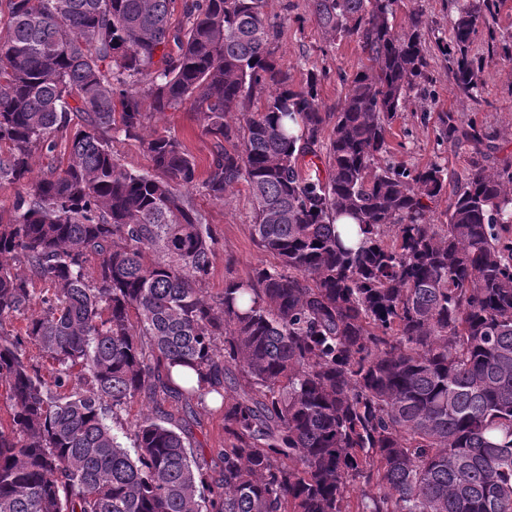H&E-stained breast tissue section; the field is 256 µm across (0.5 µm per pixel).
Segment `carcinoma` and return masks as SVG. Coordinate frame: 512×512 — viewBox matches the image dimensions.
Here are the masks:
<instances>
[{"instance_id": "1", "label": "carcinoma", "mask_w": 512, "mask_h": 512, "mask_svg": "<svg viewBox=\"0 0 512 512\" xmlns=\"http://www.w3.org/2000/svg\"><path fill=\"white\" fill-rule=\"evenodd\" d=\"M310 2L368 61L335 112L316 69L295 84L279 66L265 0H183L176 26L175 0H9L0 185L21 191L0 214V512H512V161L451 192L436 161L386 163L427 67L423 14L398 32V0ZM495 8L464 0L435 40L467 97ZM186 104L212 141L202 177L177 135L147 131L148 112ZM117 140L152 172L123 167ZM447 144L496 149L441 112ZM198 183L217 202L247 186L254 242L280 268L208 294ZM141 396L131 454L108 420ZM208 399L224 414L216 475L190 441ZM113 151L119 162L131 171H146L150 162L139 144L134 141H120L113 145Z\"/></svg>"}]
</instances>
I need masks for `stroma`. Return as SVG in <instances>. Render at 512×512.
I'll return each instance as SVG.
<instances>
[{
  "instance_id": "1",
  "label": "stroma",
  "mask_w": 512,
  "mask_h": 512,
  "mask_svg": "<svg viewBox=\"0 0 512 512\" xmlns=\"http://www.w3.org/2000/svg\"><path fill=\"white\" fill-rule=\"evenodd\" d=\"M461 0H400L395 24L403 26L410 9L423 11L427 41L448 34ZM269 21L278 27L274 42L275 57L295 82H302L308 69H317L320 100L325 111H336L346 92V78L366 62L353 38L330 39L311 16L309 0H266ZM472 53L483 58L480 75L482 89L477 98L459 94L453 88L447 56L438 50L427 55L426 79L422 90L410 92L387 133L390 163L407 168L422 167L438 161L446 164L448 174L457 177L482 158L469 147L438 150L437 115L455 112L483 125L499 146L500 157H512V0H497L493 33L479 31ZM149 129L175 132L195 157L199 170L211 160V140L198 127L190 106L172 112L148 116ZM196 208L217 232V243L205 288L210 295L224 289L225 280L247 277L257 268H270L278 260L260 250L252 237L254 220L252 199L245 187L230 193L227 202L211 200L202 188L190 189ZM193 447L201 461L218 466L217 450L224 445V418L212 406L196 405L192 423Z\"/></svg>"
}]
</instances>
